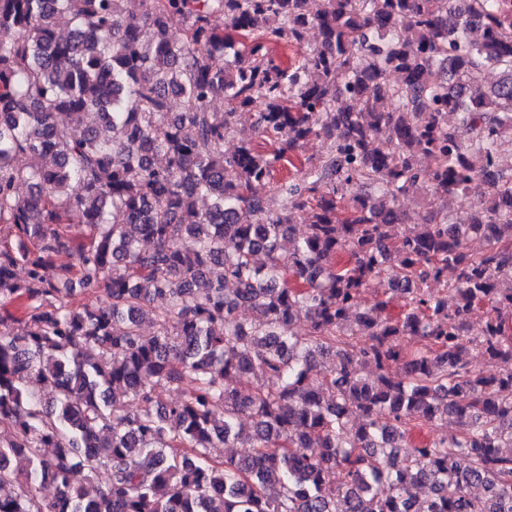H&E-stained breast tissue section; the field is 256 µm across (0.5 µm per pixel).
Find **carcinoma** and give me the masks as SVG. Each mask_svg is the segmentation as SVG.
I'll list each match as a JSON object with an SVG mask.
<instances>
[{
  "label": "carcinoma",
  "mask_w": 512,
  "mask_h": 512,
  "mask_svg": "<svg viewBox=\"0 0 512 512\" xmlns=\"http://www.w3.org/2000/svg\"><path fill=\"white\" fill-rule=\"evenodd\" d=\"M122 2L0 0V305L24 304L0 316V512H512V0ZM257 103L264 152L236 127ZM408 194L474 206L400 237ZM244 416L254 453L220 455Z\"/></svg>",
  "instance_id": "1"
}]
</instances>
